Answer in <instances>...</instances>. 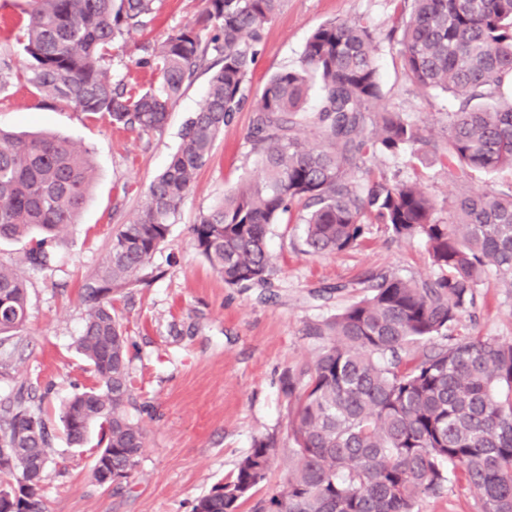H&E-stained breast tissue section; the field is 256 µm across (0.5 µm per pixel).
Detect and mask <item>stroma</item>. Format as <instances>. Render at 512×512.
Masks as SVG:
<instances>
[{"label": "stroma", "instance_id": "35a3bbf8", "mask_svg": "<svg viewBox=\"0 0 512 512\" xmlns=\"http://www.w3.org/2000/svg\"><path fill=\"white\" fill-rule=\"evenodd\" d=\"M25 0H0V60L14 69L31 62L17 38L25 22ZM408 0H283L266 26L255 64L246 81L256 102L273 74L299 65L311 32L332 19L364 17L377 32L375 64L380 74L379 107L405 113L424 124L431 140L418 154L379 155L358 172L420 182L447 218L455 197L481 191L512 174H474L460 181L438 161L434 145L443 138L440 122L455 102L445 94L421 91L402 67L394 19L409 10ZM202 0H160L152 24L133 37L116 40L111 50L114 79L148 86L149 69L140 67L147 45L168 32L198 23ZM211 76L199 68L172 104L160 134L138 136L117 130L105 119L46 102L31 86L13 82L0 90V128L60 135L88 151L94 166L88 201L76 225L54 241L55 262L34 269L20 262L26 241H1L0 264L17 267L28 292L24 328L1 348L17 350L0 368V398L20 385L33 389L52 428L51 462L41 482L46 512H192L195 501L233 476L255 440L274 438L279 459L257 488V496L288 477V401L281 378L312 362L320 349L306 336L353 300L344 293L320 297L321 287L354 281L371 270L407 278L435 276L425 243L393 239L384 225H370L359 244L343 253L315 257L305 251L300 225H271L268 248L277 258L269 286L230 288L193 247L190 228L232 186L253 176L259 156L247 138L252 112L236 113L217 140L209 164L195 180L167 241L144 270L146 283L115 297V311L129 339L130 371L146 446L128 486L121 493L92 478L95 442L71 445L57 419L60 404L96 382L74 342L87 307L81 286L108 253L113 235L138 209L150 181L168 164L181 143L185 123L202 103ZM475 317H462L456 338L486 336L512 341V298L494 280L480 289ZM416 512H482L479 493L454 477L441 494L419 500Z\"/></svg>", "mask_w": 512, "mask_h": 512}]
</instances>
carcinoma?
<instances>
[{
  "mask_svg": "<svg viewBox=\"0 0 512 512\" xmlns=\"http://www.w3.org/2000/svg\"><path fill=\"white\" fill-rule=\"evenodd\" d=\"M158 0H27L23 78L53 105L73 107L138 135L160 133L169 109L208 57L207 95L187 121L182 145L145 191L137 212L82 285L88 313L75 340L96 384L59 411L67 440L82 446L98 428L92 475L101 464L129 483L145 444L130 380L128 337L112 294L133 288L166 241L196 174L212 158L224 126L246 102L245 82L262 33L282 0H204L199 26L174 29L140 64L156 83L136 89L113 81L106 65L118 38L152 20ZM397 18L404 70L426 93H446L441 160L460 177L512 170V0H410ZM376 32L365 18L331 20L308 38L300 64L266 82L253 109L249 139L261 175L248 178L192 225L195 248L230 288L265 286L276 270L268 228L297 205L312 255L355 247L368 224L397 239L419 238L437 275L407 279L374 270L321 293L359 292L358 300L309 328L324 340L313 362L287 374L285 484L257 500L253 512H415L423 495L450 482L448 467L478 490L483 512H512V341L452 340L461 316L476 308L489 275L512 296V188L454 201L448 219L419 183L356 177L367 156L427 144L425 127L403 113L374 110L380 82ZM319 109L304 105L312 88ZM311 125L320 143L299 135ZM93 179L85 154L61 136L0 130V240L28 239L24 261L46 267L47 245L76 223ZM27 318V288L0 266V336ZM51 430L26 404L25 389L0 401V512H45L39 491L50 463ZM278 459L258 439L233 478L197 499L193 512H239Z\"/></svg>",
  "mask_w": 512,
  "mask_h": 512,
  "instance_id": "carcinoma-1",
  "label": "carcinoma"
}]
</instances>
